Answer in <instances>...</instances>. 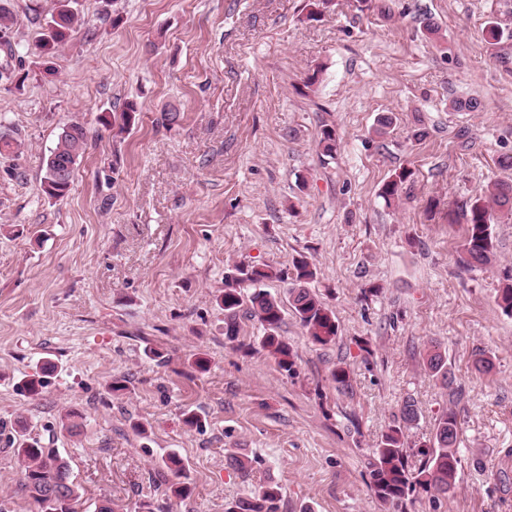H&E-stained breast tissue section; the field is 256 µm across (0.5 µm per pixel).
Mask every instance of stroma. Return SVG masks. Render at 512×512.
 <instances>
[{
	"label": "stroma",
	"mask_w": 512,
	"mask_h": 512,
	"mask_svg": "<svg viewBox=\"0 0 512 512\" xmlns=\"http://www.w3.org/2000/svg\"><path fill=\"white\" fill-rule=\"evenodd\" d=\"M383 2L384 13L333 0L311 20L307 0H79L86 26L44 58L35 45L54 0H6L0 134L22 144L0 158L7 512H34L13 452L22 433L58 449L85 502L108 498L113 512L144 502L226 512L270 482L278 512H389L368 464L409 398V464L450 409L460 463L448 496L419 490L398 512H512V317L495 302L512 275V218L494 226L490 268L457 265L462 204L512 177L498 164L512 154V40L483 34L492 15L512 27V0ZM428 19L438 35L426 34ZM469 98L479 110L452 109ZM130 101L141 120L115 135L100 119ZM170 104L184 117L169 130L156 120ZM385 113L395 126L372 138ZM73 121L88 149L66 196L52 199L43 162ZM326 123L339 135L331 159L317 149ZM420 123L428 135L417 142ZM403 166L414 181L386 205L379 189ZM301 254L339 331L321 346L285 313L281 334L298 355L287 373L259 348L256 319L241 316L236 340L225 338L215 296L228 264L279 270ZM433 340L450 386L424 368ZM482 350L495 363L486 375L473 369ZM339 362L353 373L347 393L331 380ZM41 375V395L21 391ZM116 380L124 391H112ZM69 411L80 434L61 426ZM171 453L192 488L182 500L165 493ZM232 453L252 469L230 467Z\"/></svg>",
	"instance_id": "obj_1"
}]
</instances>
